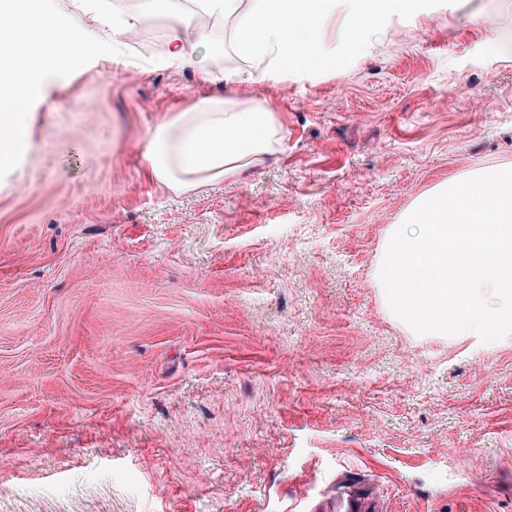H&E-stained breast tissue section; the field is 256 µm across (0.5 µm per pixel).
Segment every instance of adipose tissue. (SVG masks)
Masks as SVG:
<instances>
[{
  "mask_svg": "<svg viewBox=\"0 0 512 512\" xmlns=\"http://www.w3.org/2000/svg\"><path fill=\"white\" fill-rule=\"evenodd\" d=\"M336 0H144L140 10L111 17L110 0H0V169L30 144L25 106L41 97L50 68L112 49L147 22H171L166 62L195 63L203 83L225 84L223 96L198 95L149 133L148 174L175 194L206 182L238 178L274 154L283 134L279 113L233 91L247 68L314 64L324 53L316 21L336 12ZM228 31L242 68L215 66V27Z\"/></svg>",
  "mask_w": 512,
  "mask_h": 512,
  "instance_id": "ef3b65f1",
  "label": "adipose tissue"
}]
</instances>
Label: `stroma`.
Wrapping results in <instances>:
<instances>
[{
  "label": "stroma",
  "instance_id": "35a3bbf8",
  "mask_svg": "<svg viewBox=\"0 0 512 512\" xmlns=\"http://www.w3.org/2000/svg\"><path fill=\"white\" fill-rule=\"evenodd\" d=\"M168 30L43 77L0 171V512H512V336H414L384 234L512 163V0H400L319 64L237 87L275 155L175 195L143 145L202 86ZM326 512H378L376 500L362 495L354 485L336 483V490L327 499Z\"/></svg>",
  "mask_w": 512,
  "mask_h": 512
}]
</instances>
